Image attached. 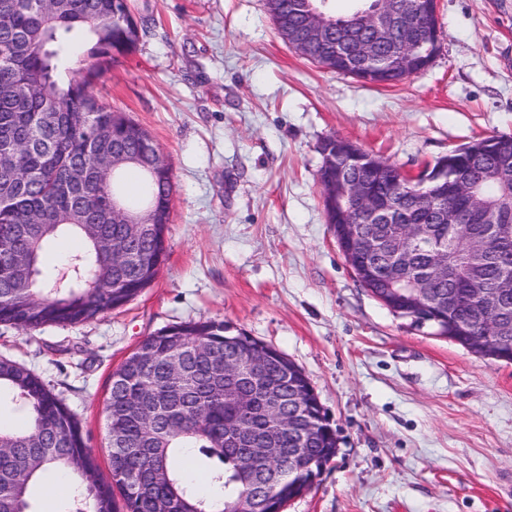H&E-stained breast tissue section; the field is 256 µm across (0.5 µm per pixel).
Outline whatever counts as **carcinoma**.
I'll return each mask as SVG.
<instances>
[{
	"mask_svg": "<svg viewBox=\"0 0 512 512\" xmlns=\"http://www.w3.org/2000/svg\"><path fill=\"white\" fill-rule=\"evenodd\" d=\"M295 0H267L277 31L300 34L304 18ZM0 83L37 85V92L0 95V141L14 143L13 162L0 166V324L25 331L46 325L76 324L97 318L133 300L156 278L166 256L165 225L170 223L171 169L142 177L138 208H152V223L138 236L112 223L106 207L112 191L124 193L123 176L107 185L94 172L89 138L110 130L109 148L133 153L150 137L126 113L102 102L93 81L121 57L132 54L143 27L128 0H0ZM308 60L333 72L321 47ZM459 165L448 181L474 182L491 201L512 200V136L476 139L462 146ZM82 166L90 178L68 184L66 172ZM400 169L391 164L375 173L380 198L398 194ZM421 225L408 259V273L425 276L442 264L446 275L433 284L436 327L448 300L472 288L512 280V223L495 249L475 258L472 240L483 225L472 222L464 202L442 193L429 213H407ZM363 232L383 241L377 265H386L388 224H363ZM74 234L84 249L62 266L46 269L43 252L59 237ZM125 247V259L112 262V241ZM28 255L21 263L17 255ZM478 322L491 327L495 341L512 347V292L503 306L478 304ZM256 343L246 332L222 321L184 322L146 337L112 373L104 415L111 475L97 474L78 418L31 370L0 358V405L25 418L23 428L0 429V512H34L32 497L40 475L62 468L72 488L59 512H235L244 492L269 467L224 445V419L234 405L224 399V357L245 356ZM266 380L283 402L301 407L312 432L305 437L266 420L263 399L241 416L243 429L291 452L276 463L281 481L268 488L266 512H282L296 490L288 480L294 463L306 462L304 476L320 474L336 457L338 441L304 373L292 377L277 365Z\"/></svg>",
	"mask_w": 512,
	"mask_h": 512,
	"instance_id": "carcinoma-1",
	"label": "carcinoma"
}]
</instances>
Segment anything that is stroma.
Wrapping results in <instances>:
<instances>
[{"instance_id": "obj_1", "label": "stroma", "mask_w": 512, "mask_h": 512, "mask_svg": "<svg viewBox=\"0 0 512 512\" xmlns=\"http://www.w3.org/2000/svg\"><path fill=\"white\" fill-rule=\"evenodd\" d=\"M145 33L94 87L173 171L167 254L122 308L0 325V357L76 414L100 477L113 371L147 336L216 320L308 376L338 453L284 512H512V363L415 328L356 280L320 201L337 136L410 171L512 135V0H438L440 51L381 87L305 60L266 0H133Z\"/></svg>"}]
</instances>
